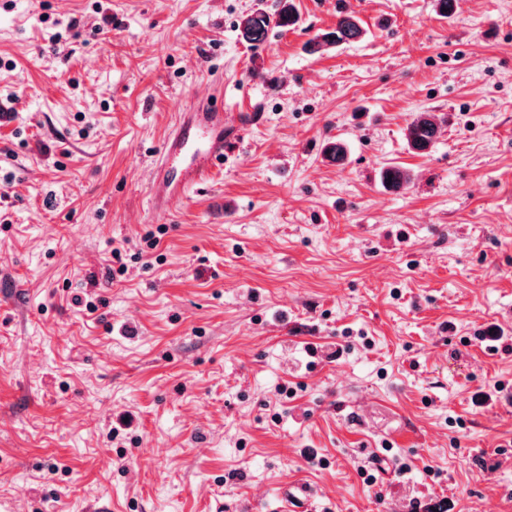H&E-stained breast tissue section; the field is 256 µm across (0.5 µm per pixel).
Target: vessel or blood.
<instances>
[{"mask_svg":"<svg viewBox=\"0 0 512 512\" xmlns=\"http://www.w3.org/2000/svg\"><path fill=\"white\" fill-rule=\"evenodd\" d=\"M246 124L242 113H226L199 102L181 113L162 144L150 189L154 211L165 212L223 165Z\"/></svg>","mask_w":512,"mask_h":512,"instance_id":"b4317fda","label":"vessel or blood"}]
</instances>
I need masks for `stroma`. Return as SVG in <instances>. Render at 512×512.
<instances>
[{"label":"stroma","instance_id":"1","mask_svg":"<svg viewBox=\"0 0 512 512\" xmlns=\"http://www.w3.org/2000/svg\"><path fill=\"white\" fill-rule=\"evenodd\" d=\"M293 2L0 0V512H512V0ZM198 97L260 121L154 213ZM270 17L264 11H255L241 24L239 35L245 42L259 44L268 36ZM364 33L365 31L357 18L349 14L340 13L336 26L332 30L309 41L306 47L311 53L320 52L330 47L338 48L360 40ZM438 129L434 115L421 113L407 128V141L411 149L416 152H426L434 145Z\"/></svg>","mask_w":512,"mask_h":512}]
</instances>
